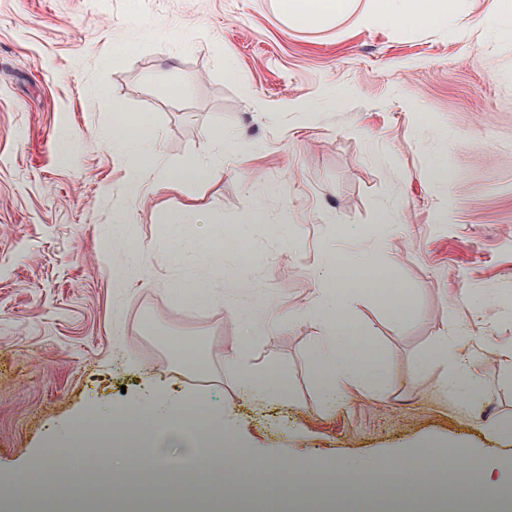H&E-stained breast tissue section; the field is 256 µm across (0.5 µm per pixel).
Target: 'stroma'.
Masks as SVG:
<instances>
[{
  "label": "stroma",
  "mask_w": 512,
  "mask_h": 512,
  "mask_svg": "<svg viewBox=\"0 0 512 512\" xmlns=\"http://www.w3.org/2000/svg\"><path fill=\"white\" fill-rule=\"evenodd\" d=\"M356 5L367 23L297 26L278 0H0V482L79 416L187 396L243 449L250 485L255 464L291 457L326 475L448 449L512 466V439L490 432L512 426V38L470 28L487 0L443 28ZM120 113L148 122L158 154L136 196L108 144ZM220 134L244 144L221 149ZM192 158L208 178L158 188ZM192 198L203 222L171 247L166 218ZM118 201L123 273L106 252ZM200 236L237 247L210 264ZM381 241L399 302L356 293L349 320L385 375L331 407L300 312L343 283L326 255ZM179 280L208 281L212 299L183 304ZM265 310L277 328L242 351L246 318ZM459 324L475 330L478 412L442 389L444 368H418ZM182 341L205 370L176 360ZM242 366L276 370L291 400L246 397Z\"/></svg>",
  "instance_id": "obj_1"
}]
</instances>
